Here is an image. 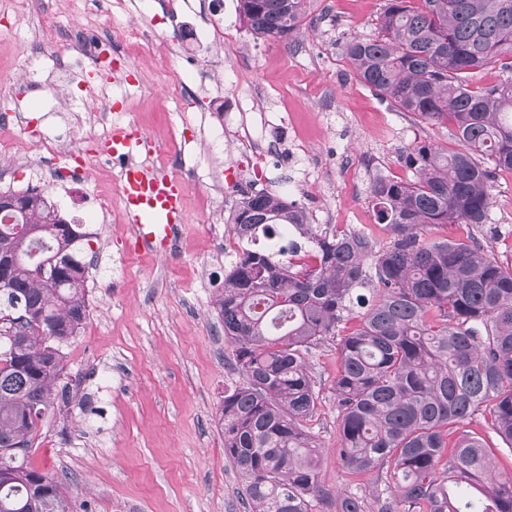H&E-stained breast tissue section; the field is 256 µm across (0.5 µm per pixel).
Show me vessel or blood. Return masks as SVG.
Masks as SVG:
<instances>
[{"label": "vessel or blood", "mask_w": 512, "mask_h": 512, "mask_svg": "<svg viewBox=\"0 0 512 512\" xmlns=\"http://www.w3.org/2000/svg\"><path fill=\"white\" fill-rule=\"evenodd\" d=\"M143 140L140 133L122 129L113 132L103 146L107 155L132 154ZM183 181L159 175L148 168L131 166L122 176L121 198L132 224L138 248L158 255L170 254L175 235L186 216Z\"/></svg>", "instance_id": "b4317fda"}]
</instances>
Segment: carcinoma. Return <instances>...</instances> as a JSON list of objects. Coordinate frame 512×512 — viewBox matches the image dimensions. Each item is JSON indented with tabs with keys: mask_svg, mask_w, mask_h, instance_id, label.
Masks as SVG:
<instances>
[{
	"mask_svg": "<svg viewBox=\"0 0 512 512\" xmlns=\"http://www.w3.org/2000/svg\"><path fill=\"white\" fill-rule=\"evenodd\" d=\"M240 8L266 41L293 36L303 16V0ZM345 53L398 111L452 125L454 146L419 142L401 155L411 177L372 182L384 246L312 224L279 195L239 203L238 240L261 235L267 246L242 250L214 302L242 376L220 404L224 456L246 512H368L358 494L321 484L309 427L321 404L309 358L351 318L337 347L336 458L355 477L386 470L374 512H512V475L493 474L465 429L481 414L512 443V267L477 238L425 237L439 224L482 227L497 173L512 171V0H387L378 35L351 39ZM497 63L503 78L476 84ZM11 197L30 235L0 223V244L17 252L0 269V512H72L66 484L32 466L29 449L69 400L62 347L89 315V234L61 223L42 192Z\"/></svg>",
	"mask_w": 512,
	"mask_h": 512,
	"instance_id": "cac0c4a2",
	"label": "carcinoma"
}]
</instances>
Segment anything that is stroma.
Segmentation results:
<instances>
[{
    "label": "stroma",
    "mask_w": 512,
    "mask_h": 512,
    "mask_svg": "<svg viewBox=\"0 0 512 512\" xmlns=\"http://www.w3.org/2000/svg\"><path fill=\"white\" fill-rule=\"evenodd\" d=\"M208 2L200 14L183 10L181 0H122L103 16L96 0H43L39 11L26 0H0V114H20L8 135L32 158L40 157L47 129L78 118L59 111L48 67L39 70L38 90H26L18 78L46 17L101 21L116 31L147 22L169 39L165 54L147 44L129 59L113 53L111 65L99 70L73 69L65 90L78 99L87 85L119 77L134 93L117 99L116 109L133 113L146 138L135 162L157 164L156 147L181 143L199 173L217 172L224 184L223 247L208 234L203 188L190 181L186 222L171 254L150 256L134 249L119 173L106 166L99 142L72 145L73 164L92 167L93 183L40 182L60 214L83 225L98 257L87 276L89 316L65 349L72 399L46 416L30 454L36 468L69 477L74 512H242L218 423L224 393L239 377L212 307L239 249L230 224L238 202L258 191L283 196L300 202L311 223L364 231L385 244L389 233L378 222L373 179L406 177L400 156L418 142L452 143L449 125L396 111L352 71L345 45L378 34L385 0H304L300 32L285 43L255 38L239 0ZM215 20L223 27L222 47L195 44L192 33ZM177 81L191 94L194 111H179L170 97ZM204 110L224 128L222 148L207 150L200 139ZM491 194L490 230L445 224L429 228V236L481 237L490 254L511 266L512 171L497 174ZM98 195L112 203L111 222L93 208ZM349 330L340 325L309 360L322 397L311 424L324 448L319 478L346 490L349 476L334 453L332 386L337 339Z\"/></svg>",
    "instance_id": "stroma-1"
}]
</instances>
